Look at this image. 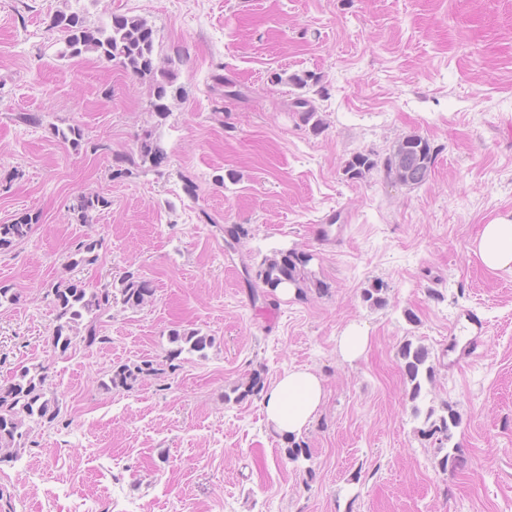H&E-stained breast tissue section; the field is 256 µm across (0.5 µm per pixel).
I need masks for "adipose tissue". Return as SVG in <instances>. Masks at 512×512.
<instances>
[{"instance_id": "obj_1", "label": "adipose tissue", "mask_w": 512, "mask_h": 512, "mask_svg": "<svg viewBox=\"0 0 512 512\" xmlns=\"http://www.w3.org/2000/svg\"><path fill=\"white\" fill-rule=\"evenodd\" d=\"M471 250L488 271L512 275V219L499 217L482 225ZM324 397L322 379L314 371L306 367L288 370L264 394L266 424L282 436L300 435L314 419Z\"/></svg>"}]
</instances>
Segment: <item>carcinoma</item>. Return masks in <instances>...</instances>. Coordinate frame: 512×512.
I'll return each mask as SVG.
<instances>
[{
  "instance_id": "obj_1",
  "label": "carcinoma",
  "mask_w": 512,
  "mask_h": 512,
  "mask_svg": "<svg viewBox=\"0 0 512 512\" xmlns=\"http://www.w3.org/2000/svg\"><path fill=\"white\" fill-rule=\"evenodd\" d=\"M52 28L58 36L57 54L62 57L78 58L88 53L114 62L131 74L147 78L153 82L155 101L153 112L164 119L169 113L166 100L173 92L174 73L158 69L155 64L156 31L148 21L140 16L125 14L112 15L107 26H89L79 12H61L56 15ZM437 151L428 139L417 134L406 135L395 141L383 161L369 154L358 152L345 165L344 173L351 180H358L377 168H382L386 180L403 186H416L424 183L435 162ZM133 166L150 164L159 168L167 162V152L160 137L151 131L139 138L138 158L127 159ZM108 201L98 195L78 196L70 212L72 218L81 224L90 223L91 212ZM38 219L26 214L10 224H0V250L8 249L28 238ZM100 241L89 238L77 249L81 257L67 256L64 267L73 270L83 263L96 260L93 253ZM310 256L296 250L276 251L264 257L254 271V277L266 288V295L275 296L282 288L293 287L304 292L308 287L305 267ZM386 284L377 280L364 289L363 301L372 305L386 303L384 297ZM155 294L151 281L139 274L128 272L120 281L118 288H102L89 293L81 284L70 279L57 284L50 295L56 310V324L52 332V344L61 352H66L74 338L81 337L90 347L98 340L97 320L120 303L125 308L138 309L150 302ZM170 341L175 344L166 355L169 367L176 369L172 361L187 351L204 352L212 346L213 339L196 330L170 333ZM402 360V371L410 384V399L417 400L422 393L424 383L435 379V367L429 363V351L423 346H413L406 342L398 349ZM159 374L154 361L145 359L132 365L122 364L111 370L110 389L130 390L138 381ZM244 389L236 397L241 400L247 396H260L264 390L259 373L252 374L243 383ZM61 411L57 393L51 389L47 368L40 366H21L10 381L0 384V464L19 461L26 451V443L35 429L53 423ZM461 423V415L452 406L445 405L444 412L438 414L431 409L425 417L427 429L420 430L423 437H434L439 448L450 437V430Z\"/></svg>"
}]
</instances>
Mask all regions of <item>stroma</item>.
Returning a JSON list of instances; mask_svg holds the SVG:
<instances>
[{"instance_id": "obj_1", "label": "stroma", "mask_w": 512, "mask_h": 512, "mask_svg": "<svg viewBox=\"0 0 512 512\" xmlns=\"http://www.w3.org/2000/svg\"><path fill=\"white\" fill-rule=\"evenodd\" d=\"M62 11L157 29L181 89L164 122L149 81L93 54L58 57ZM304 72L319 84L288 83ZM71 126L81 149L55 135ZM150 129L166 165L113 177ZM411 133L438 151L423 184L347 179L353 154L384 158ZM82 193L106 201L87 224L69 212ZM26 213L39 224L0 251V287L17 297L0 304V383L43 364L62 404L0 467V512H512V276L470 250L481 225L512 215V0H0V223ZM90 237L97 261L65 270ZM289 249L311 254L317 285L269 300L250 271ZM128 271L152 281V302L102 315L101 343L54 350L45 291ZM377 280L380 307L362 299ZM467 310L487 323L486 349L452 369L448 330ZM351 324L370 341L347 362L336 339ZM175 329L214 344L106 389L113 366L163 365ZM408 341L436 371L415 404ZM295 367L323 377L325 398L300 437L310 459L293 461L260 399L229 395ZM445 404L461 415L447 472L413 413Z\"/></svg>"}]
</instances>
